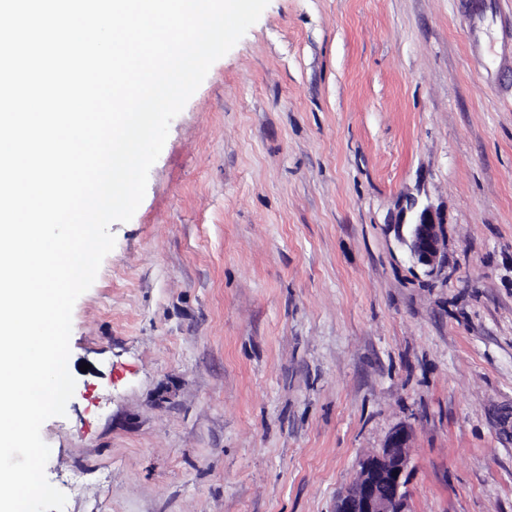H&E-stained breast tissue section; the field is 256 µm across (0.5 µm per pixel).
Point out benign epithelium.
Wrapping results in <instances>:
<instances>
[{
  "label": "benign epithelium",
  "instance_id": "obj_1",
  "mask_svg": "<svg viewBox=\"0 0 512 512\" xmlns=\"http://www.w3.org/2000/svg\"><path fill=\"white\" fill-rule=\"evenodd\" d=\"M441 222L430 207L417 211L407 247L413 261L433 271L442 249ZM409 431L395 429L384 447L363 456L351 487L341 494L334 512H410L407 485Z\"/></svg>",
  "mask_w": 512,
  "mask_h": 512
}]
</instances>
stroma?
<instances>
[{
    "label": "stroma",
    "mask_w": 512,
    "mask_h": 512,
    "mask_svg": "<svg viewBox=\"0 0 512 512\" xmlns=\"http://www.w3.org/2000/svg\"><path fill=\"white\" fill-rule=\"evenodd\" d=\"M110 231L64 512H334L400 426L410 512H512V0H269ZM438 216L430 207L417 211L415 222L410 225L409 239L405 240L413 261L432 272L439 263L442 234Z\"/></svg>",
    "instance_id": "1"
}]
</instances>
